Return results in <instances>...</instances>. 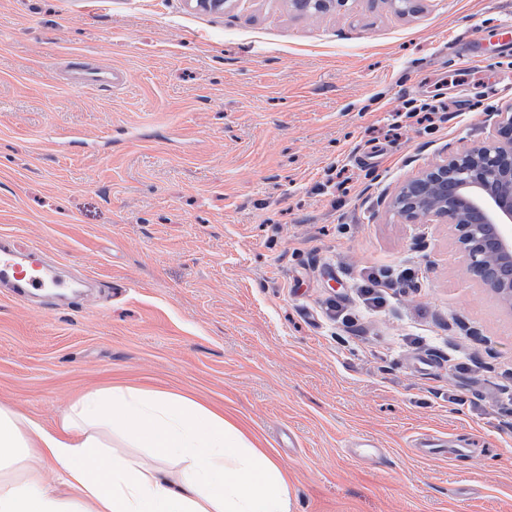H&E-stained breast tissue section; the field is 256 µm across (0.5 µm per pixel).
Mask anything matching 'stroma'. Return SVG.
Here are the masks:
<instances>
[{
    "label": "stroma",
    "instance_id": "stroma-1",
    "mask_svg": "<svg viewBox=\"0 0 512 512\" xmlns=\"http://www.w3.org/2000/svg\"><path fill=\"white\" fill-rule=\"evenodd\" d=\"M506 27L512 0H0V238L71 288L0 282V403L51 427L101 387L173 391L250 427L291 512H512V310L453 225L381 202L485 138ZM78 57L126 86H66ZM440 98V129L405 117ZM386 264L416 281L339 339L327 300ZM345 0H291L292 9L302 15L312 13L315 15H323L330 12L335 3L339 4Z\"/></svg>",
    "mask_w": 512,
    "mask_h": 512
}]
</instances>
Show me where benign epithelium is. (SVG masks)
Returning <instances> with one entry per match:
<instances>
[{
  "label": "benign epithelium",
  "instance_id": "obj_1",
  "mask_svg": "<svg viewBox=\"0 0 512 512\" xmlns=\"http://www.w3.org/2000/svg\"><path fill=\"white\" fill-rule=\"evenodd\" d=\"M344 0H290L302 15H323ZM401 16L421 0H387ZM480 142L448 149L393 194L388 210L409 224H452L466 268L479 284L512 309V100L488 114Z\"/></svg>",
  "mask_w": 512,
  "mask_h": 512
}]
</instances>
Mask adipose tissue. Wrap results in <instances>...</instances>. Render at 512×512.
I'll list each match as a JSON object with an SVG mask.
<instances>
[{
  "instance_id": "obj_1",
  "label": "adipose tissue",
  "mask_w": 512,
  "mask_h": 512,
  "mask_svg": "<svg viewBox=\"0 0 512 512\" xmlns=\"http://www.w3.org/2000/svg\"><path fill=\"white\" fill-rule=\"evenodd\" d=\"M120 425L125 450L99 425ZM54 482L17 478L32 464ZM283 468L234 420L182 394L115 387L45 427L0 405V512H290Z\"/></svg>"
}]
</instances>
